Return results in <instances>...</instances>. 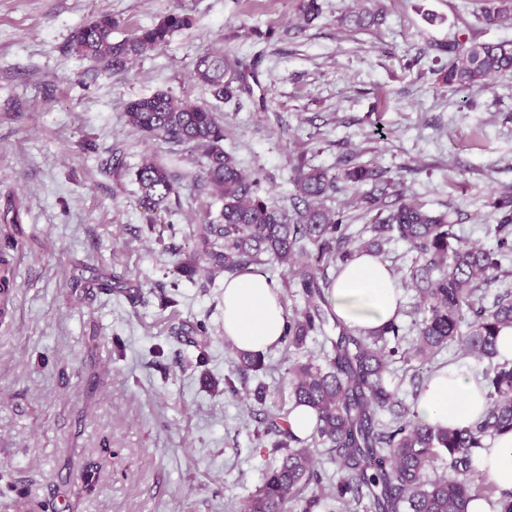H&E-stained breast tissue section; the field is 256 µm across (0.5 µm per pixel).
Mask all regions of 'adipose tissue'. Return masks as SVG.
Segmentation results:
<instances>
[{
  "instance_id": "obj_1",
  "label": "adipose tissue",
  "mask_w": 512,
  "mask_h": 512,
  "mask_svg": "<svg viewBox=\"0 0 512 512\" xmlns=\"http://www.w3.org/2000/svg\"><path fill=\"white\" fill-rule=\"evenodd\" d=\"M399 296L387 266L378 257L363 254L338 276L330 299L347 325L375 330L391 321ZM287 322L288 312L274 281L251 269L225 277L224 338L236 350L264 353L280 347ZM484 409L479 376L458 364L427 379L414 407L421 423L452 429L470 426ZM475 464L496 488L497 502L512 500V432L477 449Z\"/></svg>"
}]
</instances>
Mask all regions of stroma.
<instances>
[{
	"instance_id": "35a3bbf8",
	"label": "stroma",
	"mask_w": 512,
	"mask_h": 512,
	"mask_svg": "<svg viewBox=\"0 0 512 512\" xmlns=\"http://www.w3.org/2000/svg\"><path fill=\"white\" fill-rule=\"evenodd\" d=\"M320 2L307 25L296 0H0V246L17 243L0 314V512H19L26 489L51 512H235L276 461L256 406L224 391L223 275L176 266L223 201L197 186L199 153L127 125V101L163 90L217 112L225 150L276 205L291 206L298 162L370 163L407 197L459 211L463 241L495 247L490 201L512 195V75L458 91L432 58L460 34L512 40V26L483 24L475 0H380L382 24L350 32L338 19L354 0ZM173 9L192 27L129 69L97 75L69 50L92 15L117 17L119 41ZM206 48L254 61L251 95L222 103L195 82ZM147 153L180 176L174 214L155 225L134 177ZM368 190L326 201L358 242L371 237ZM78 264L142 301L73 289ZM178 323L206 326L207 363L171 338ZM265 364L268 406L288 407L287 347Z\"/></svg>"
}]
</instances>
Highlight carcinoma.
<instances>
[{
    "mask_svg": "<svg viewBox=\"0 0 512 512\" xmlns=\"http://www.w3.org/2000/svg\"><path fill=\"white\" fill-rule=\"evenodd\" d=\"M361 6L345 14L342 24L365 29L379 23L380 12ZM300 17H319V0H298ZM480 18L487 25H512V0H480ZM191 18L171 11L151 27H142L120 41L112 39L119 20L98 13L77 28L70 49L89 61L98 73L124 69L147 52L168 44ZM448 55L445 81L466 89L512 73V41L479 42L463 37L437 46ZM193 78L218 101L251 93L248 78L254 64L229 58L208 48L193 63ZM130 128L145 137L198 150L204 159L198 181L218 192L224 202L217 220L196 225L195 247L177 259L187 274L202 269L234 275L251 264L278 265L299 276L306 295L302 309L288 317L283 341L296 355L308 339L323 334L320 365L296 358L288 367L292 407L306 405L316 414V426L306 438L288 426L290 411L267 410L259 435L272 439L277 461L265 471L262 484L239 512H315L327 499L340 505L367 500L368 512H468V503L492 490L474 464L475 449L496 436L512 432V361L501 356L499 333L512 327V291L505 290L491 304L483 289L512 276V198H497L494 232L497 247L487 250L463 242L446 211H431L405 198L398 183L368 165L344 170L342 180L372 185L365 209L377 212L373 238L354 244L343 217L325 208L336 177L317 167H297L291 208L278 207L261 195V178L245 174L224 151V125L209 109L177 99L166 91L130 100L125 105ZM140 203L149 213L170 210L178 197L177 178L154 157L145 156L135 172ZM390 238L403 241L413 254L408 286L417 293L414 308L416 336L411 347L403 326L394 319L365 332L345 324L333 311L318 271H336L357 255L383 253ZM453 347L464 355L487 361L482 371L486 412L466 429L448 430L419 422L412 408L398 398L390 366L399 359L423 366ZM264 367V355L233 351L231 374L224 392L236 395L238 380ZM389 413L387 423L380 416ZM325 449L341 476L324 495H305L321 483L315 449ZM448 467L446 477L433 471L437 462Z\"/></svg>",
    "mask_w": 512,
    "mask_h": 512,
    "instance_id": "cac0c4a2",
    "label": "carcinoma"
}]
</instances>
